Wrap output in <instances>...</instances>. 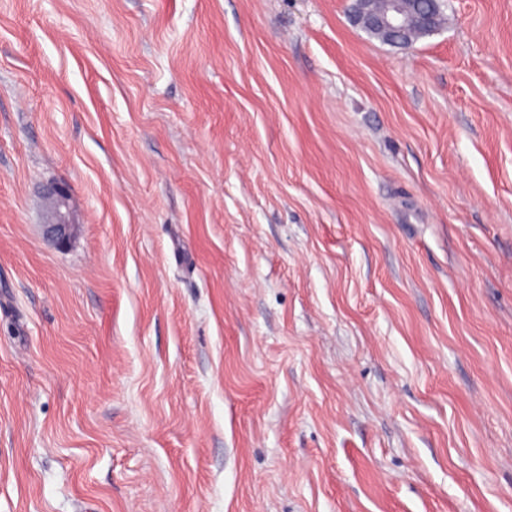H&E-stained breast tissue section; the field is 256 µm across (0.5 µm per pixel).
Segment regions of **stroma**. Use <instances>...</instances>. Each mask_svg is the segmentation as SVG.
<instances>
[{"instance_id": "stroma-1", "label": "stroma", "mask_w": 512, "mask_h": 512, "mask_svg": "<svg viewBox=\"0 0 512 512\" xmlns=\"http://www.w3.org/2000/svg\"><path fill=\"white\" fill-rule=\"evenodd\" d=\"M442 4L0 0V512H512V0ZM352 2L350 17L357 24L379 29L392 37H399L414 21L423 23L420 28L408 33L406 38L410 39V42L407 43V47L433 34L444 20L440 5L432 23L429 24L430 19L424 21L418 11L414 14L408 12L401 0H392L390 9L384 13H375L370 9L372 0H352ZM46 195L52 205L49 208L47 220L41 224L43 236L52 244L64 247L77 226L74 224L69 210L68 188L51 183L46 187Z\"/></svg>"}]
</instances>
